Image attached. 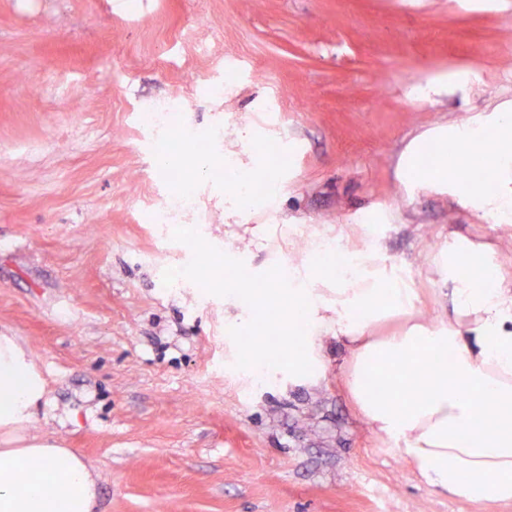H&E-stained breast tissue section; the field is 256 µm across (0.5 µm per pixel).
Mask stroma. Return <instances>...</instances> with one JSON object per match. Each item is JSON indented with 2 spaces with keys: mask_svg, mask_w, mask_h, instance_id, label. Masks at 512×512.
Here are the masks:
<instances>
[{
  "mask_svg": "<svg viewBox=\"0 0 512 512\" xmlns=\"http://www.w3.org/2000/svg\"><path fill=\"white\" fill-rule=\"evenodd\" d=\"M171 97L208 165L195 211L153 224L177 185L145 116ZM509 111L512 0H0V333L46 383L17 436L75 449L99 512H512L419 481L335 338L312 382L240 369L238 308L209 287L300 265L312 232L375 240L412 296L375 333L438 328L449 230L512 274V219L408 184L406 153L425 168L436 131ZM228 156L273 193L233 203Z\"/></svg>",
  "mask_w": 512,
  "mask_h": 512,
  "instance_id": "stroma-1",
  "label": "stroma"
}]
</instances>
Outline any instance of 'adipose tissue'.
<instances>
[{
    "instance_id": "adipose-tissue-1",
    "label": "adipose tissue",
    "mask_w": 512,
    "mask_h": 512,
    "mask_svg": "<svg viewBox=\"0 0 512 512\" xmlns=\"http://www.w3.org/2000/svg\"><path fill=\"white\" fill-rule=\"evenodd\" d=\"M492 139L496 152L486 174L512 166V114L490 125L454 130L440 150L467 156ZM482 218L512 216V194L486 192L475 182L460 196ZM448 270L452 305L447 325H414L388 336L372 333L377 315L406 312L408 289L386 283L374 261L343 267L336 300L319 290V258L290 272L281 265L241 280L231 294L253 326L261 308L280 310L289 333L288 378L302 381L304 361L323 336L348 349L346 389L373 432L403 446L416 476L428 486L475 503H512V280L490 262V249L452 234L439 256ZM416 386L415 394H381L380 386ZM44 381L16 337L0 336V435L12 437L45 395ZM492 432H484V423ZM0 448V512H96L97 481L83 457L45 438L13 439Z\"/></svg>"
}]
</instances>
